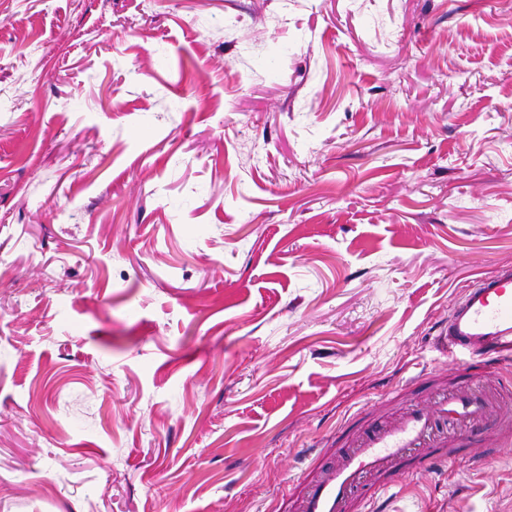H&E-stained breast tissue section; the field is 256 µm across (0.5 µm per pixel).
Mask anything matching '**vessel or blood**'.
I'll return each mask as SVG.
<instances>
[{"label":"vessel or blood","mask_w":512,"mask_h":512,"mask_svg":"<svg viewBox=\"0 0 512 512\" xmlns=\"http://www.w3.org/2000/svg\"><path fill=\"white\" fill-rule=\"evenodd\" d=\"M443 356L462 364L455 382L403 399L395 415L363 419L359 429L306 471L291 512H371L410 470L429 471L467 448L489 424L512 435V387L476 377L475 366L512 360V268L476 279L453 305L438 338Z\"/></svg>","instance_id":"b4317fda"}]
</instances>
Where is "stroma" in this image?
Returning <instances> with one entry per match:
<instances>
[{
  "mask_svg": "<svg viewBox=\"0 0 512 512\" xmlns=\"http://www.w3.org/2000/svg\"><path fill=\"white\" fill-rule=\"evenodd\" d=\"M507 266L512 0H0V512H278Z\"/></svg>",
  "mask_w": 512,
  "mask_h": 512,
  "instance_id": "stroma-1",
  "label": "stroma"
}]
</instances>
